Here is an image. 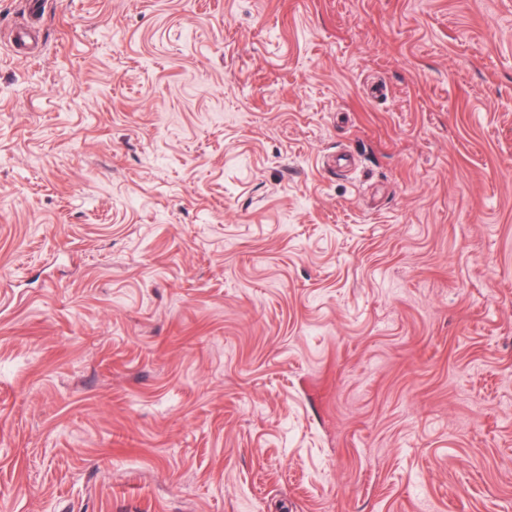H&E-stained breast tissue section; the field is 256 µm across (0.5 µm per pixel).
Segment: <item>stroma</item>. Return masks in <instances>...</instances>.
<instances>
[{
  "instance_id": "1",
  "label": "stroma",
  "mask_w": 512,
  "mask_h": 512,
  "mask_svg": "<svg viewBox=\"0 0 512 512\" xmlns=\"http://www.w3.org/2000/svg\"><path fill=\"white\" fill-rule=\"evenodd\" d=\"M0 0V512H512V0Z\"/></svg>"
}]
</instances>
